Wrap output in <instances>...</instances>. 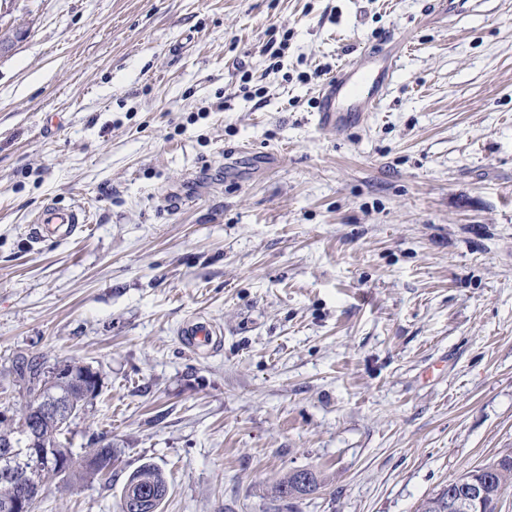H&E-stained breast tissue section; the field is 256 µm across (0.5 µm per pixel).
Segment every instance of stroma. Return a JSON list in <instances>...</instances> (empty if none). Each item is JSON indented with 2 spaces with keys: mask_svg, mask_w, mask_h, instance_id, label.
Listing matches in <instances>:
<instances>
[{
  "mask_svg": "<svg viewBox=\"0 0 512 512\" xmlns=\"http://www.w3.org/2000/svg\"><path fill=\"white\" fill-rule=\"evenodd\" d=\"M432 3L0 0V407L16 361L79 362L101 393L62 439L115 452L36 512H118L145 463L161 512H416L512 452V0ZM391 34L379 111L320 131ZM384 52L365 49L358 60L344 64L318 92L317 125L326 133L361 124L376 112L399 68L401 55L394 36ZM88 223L86 211L80 206H73L66 210L46 208L40 211L31 224H62L63 237H69L76 233H82ZM182 336L188 347L194 349L208 345L213 336L211 328L203 322H190L183 327ZM142 476L152 478L153 486L157 491L156 495H158L157 502L155 504L156 511L154 512H160V506L164 498L166 497L168 491L167 480L164 475V472L161 468H159L156 465H153L151 463H145L144 465L140 466L136 471H134L129 476L128 479L134 480L135 478ZM308 479L307 484L303 482L302 477ZM321 486L319 476L310 469H298L289 473L274 487L276 496L281 499L288 497H301L310 493H316Z\"/></svg>",
  "mask_w": 512,
  "mask_h": 512,
  "instance_id": "1",
  "label": "stroma"
}]
</instances>
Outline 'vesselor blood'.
<instances>
[{"mask_svg":"<svg viewBox=\"0 0 512 512\" xmlns=\"http://www.w3.org/2000/svg\"><path fill=\"white\" fill-rule=\"evenodd\" d=\"M399 65L400 54L393 45L378 54L364 50L358 60L344 64L318 92L319 129L330 133L368 120L380 108ZM34 221L63 225V234L69 237L84 231L88 217L82 207L73 206L44 209ZM182 336L194 349L210 343L212 330L206 323L191 322L184 326Z\"/></svg>","mask_w":512,"mask_h":512,"instance_id":"vessel-or-blood-1","label":"vessel or blood"}]
</instances>
